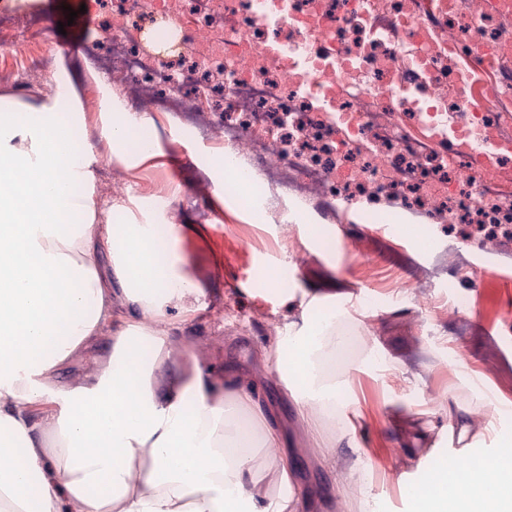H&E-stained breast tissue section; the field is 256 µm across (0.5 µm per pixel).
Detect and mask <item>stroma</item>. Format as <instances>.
Returning <instances> with one entry per match:
<instances>
[{
	"mask_svg": "<svg viewBox=\"0 0 512 512\" xmlns=\"http://www.w3.org/2000/svg\"><path fill=\"white\" fill-rule=\"evenodd\" d=\"M99 3L37 0L27 50L53 53L72 72L85 60L100 61L111 36L97 28ZM72 9L77 17H69ZM155 118L160 162L128 169L100 161L94 197L137 203L165 192L168 214L188 216L182 250L204 290L205 308L178 345L215 375L238 366L273 403L274 419L288 434L294 484L312 499V512H352L343 487L364 463L375 512H405L394 469L417 478L432 471L457 443L450 432L455 417L467 410L512 429L500 418L512 404V246L478 250L458 230L385 201L334 214L326 200L272 187L265 220L255 222L242 195L225 199L224 188L198 168L216 143L200 133L184 134L179 114L159 112ZM116 172L128 183L119 194L112 191ZM298 207L320 218L317 240L307 239L296 223H282V215ZM400 214L433 238V248L421 251L386 231L390 217ZM292 283L335 295L341 326L368 339L338 367L356 400L353 443L312 448L275 374L276 336L290 313L283 288ZM405 284L411 291L399 296Z\"/></svg>",
	"mask_w": 512,
	"mask_h": 512,
	"instance_id": "stroma-1",
	"label": "stroma"
}]
</instances>
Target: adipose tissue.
Here are the masks:
<instances>
[{
  "mask_svg": "<svg viewBox=\"0 0 512 512\" xmlns=\"http://www.w3.org/2000/svg\"><path fill=\"white\" fill-rule=\"evenodd\" d=\"M85 80L103 121L84 119L67 67L51 94H0V512H301L287 457L261 483L254 449L280 445L260 400L236 374L217 384L196 357L177 360L174 333L202 308L204 290L178 252L182 227L131 218L111 224L119 202L96 207L79 193L108 157L152 162L155 128L129 111L93 62ZM80 224L61 232L73 215ZM300 317L276 343L288 390L309 427L348 410L329 367L348 338L310 313L334 299L290 287ZM112 352L66 383L57 376L98 344ZM252 421L239 422V407ZM489 483L439 469L411 512H512V456L488 460Z\"/></svg>",
  "mask_w": 512,
  "mask_h": 512,
  "instance_id": "ef3b65f1",
  "label": "adipose tissue"
}]
</instances>
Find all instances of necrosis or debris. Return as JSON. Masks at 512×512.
<instances>
[{"label": "necrosis or debris", "mask_w": 512, "mask_h": 512, "mask_svg": "<svg viewBox=\"0 0 512 512\" xmlns=\"http://www.w3.org/2000/svg\"><path fill=\"white\" fill-rule=\"evenodd\" d=\"M361 13L347 0H288V17L267 26L248 0H113L103 25L112 45L103 72L122 87L130 111L184 113L213 140L244 157L264 186L303 198L351 203L364 195L421 209L470 236L474 221L512 224V196L502 191L512 168L466 169L464 156L444 151L407 97L395 95L402 74L414 71L438 88L436 120L465 111L454 87L463 81L457 56L476 45L512 41L495 8H459L428 25L425 60L401 30L372 36L374 26L418 19V0H366ZM330 29L344 50L337 65L336 115L299 97L291 76L270 56L269 43H294ZM459 192L448 199L446 185Z\"/></svg>", "instance_id": "obj_1"}]
</instances>
